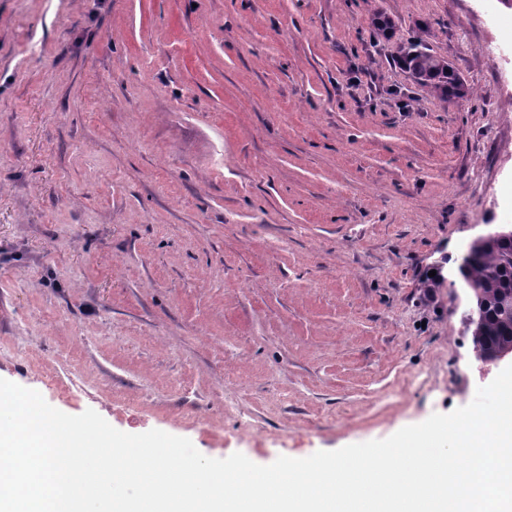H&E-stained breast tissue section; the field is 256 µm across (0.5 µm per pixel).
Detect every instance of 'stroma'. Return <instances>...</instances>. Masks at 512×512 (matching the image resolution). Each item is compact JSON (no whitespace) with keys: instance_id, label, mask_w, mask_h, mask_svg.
<instances>
[{"instance_id":"obj_1","label":"stroma","mask_w":512,"mask_h":512,"mask_svg":"<svg viewBox=\"0 0 512 512\" xmlns=\"http://www.w3.org/2000/svg\"><path fill=\"white\" fill-rule=\"evenodd\" d=\"M392 19L374 37L371 17ZM500 0H0V378L278 457L469 404L466 292L512 225ZM419 35L474 94L395 62Z\"/></svg>"}]
</instances>
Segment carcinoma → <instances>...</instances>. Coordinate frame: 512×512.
I'll return each mask as SVG.
<instances>
[{
    "instance_id": "1",
    "label": "carcinoma",
    "mask_w": 512,
    "mask_h": 512,
    "mask_svg": "<svg viewBox=\"0 0 512 512\" xmlns=\"http://www.w3.org/2000/svg\"><path fill=\"white\" fill-rule=\"evenodd\" d=\"M397 61L417 82L429 88L439 99L448 100L472 93L464 87L448 60L431 50L415 36L400 47ZM456 275L471 292L477 311V326L469 327L475 333L472 341L480 342L491 355L512 345V236L491 237L479 248L476 256L456 265Z\"/></svg>"
}]
</instances>
